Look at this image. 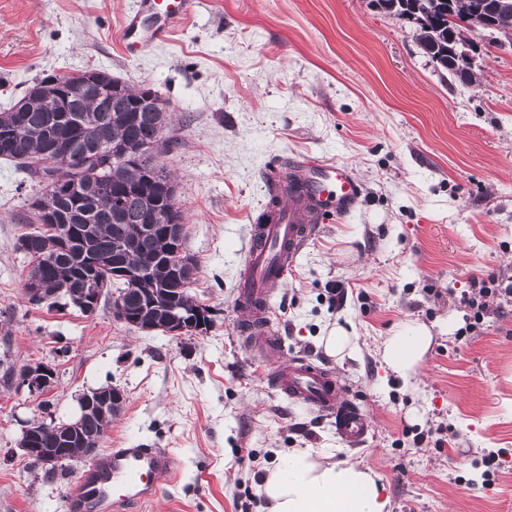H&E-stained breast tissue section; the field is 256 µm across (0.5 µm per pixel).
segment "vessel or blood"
<instances>
[{"label": "vessel or blood", "mask_w": 512, "mask_h": 512, "mask_svg": "<svg viewBox=\"0 0 512 512\" xmlns=\"http://www.w3.org/2000/svg\"><path fill=\"white\" fill-rule=\"evenodd\" d=\"M197 5L198 0H137V9L123 28L127 49L163 41ZM285 172L300 187L301 196L282 209L276 223L254 225L239 270L238 305L249 317V329L258 343L267 348L281 344L269 315L273 288L296 265L327 216L347 214L359 194L349 169L333 161L306 159L286 166ZM266 379L280 395L332 419L346 443L360 445L369 436L368 414L358 404L339 398L338 381L327 367L293 356L274 367ZM175 476L168 449L115 448L77 479L68 506L70 512H131L132 507L152 502Z\"/></svg>", "instance_id": "obj_1"}]
</instances>
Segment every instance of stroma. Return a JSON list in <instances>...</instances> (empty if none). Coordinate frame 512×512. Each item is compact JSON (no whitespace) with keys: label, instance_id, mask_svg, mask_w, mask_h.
Returning a JSON list of instances; mask_svg holds the SVG:
<instances>
[{"label":"stroma","instance_id":"1","mask_svg":"<svg viewBox=\"0 0 512 512\" xmlns=\"http://www.w3.org/2000/svg\"><path fill=\"white\" fill-rule=\"evenodd\" d=\"M135 2L0 0V112L48 75L103 70L157 90L176 138L160 161L199 266L190 292L212 324L175 338L116 320L106 299L90 315L30 304L17 240L41 188L0 159V356L55 370L36 391L0 374V512H68L86 462L30 466L22 432L73 418L82 393L107 385L126 401L103 449L175 457V481L135 512H265L247 455L271 465L294 448L370 467L390 512H512V298L485 297L472 326L460 303L471 279L512 285V50L472 32L477 80L464 84L370 0H201L131 54L120 35ZM303 158L347 166L360 193L275 288L285 349L264 355L238 331L240 261L266 174ZM414 322L433 341L406 387L378 349ZM335 323L357 338L342 360L319 343ZM287 356L334 371L371 418L365 445L271 388L264 373Z\"/></svg>","mask_w":512,"mask_h":512}]
</instances>
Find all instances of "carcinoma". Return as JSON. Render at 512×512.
Instances as JSON below:
<instances>
[{"label": "carcinoma", "mask_w": 512, "mask_h": 512, "mask_svg": "<svg viewBox=\"0 0 512 512\" xmlns=\"http://www.w3.org/2000/svg\"><path fill=\"white\" fill-rule=\"evenodd\" d=\"M419 4L422 21L414 24L416 38L427 56L433 58L448 48V28L462 20L473 0H406ZM106 85L99 91L63 102L59 97L56 77L46 76L27 90L24 102L25 123L15 128L12 111L0 113V158L15 162L32 179L43 186L38 200L54 210L62 219L77 223L68 213L66 199L59 195L57 183L70 180L88 186L109 182V190L91 193L88 209L91 223L83 225L82 239L70 249L56 248L57 239L52 225L35 213L38 230L21 235L17 249L29 259L30 269L24 288H41L46 300L71 297L76 292L77 273L85 265L96 266V274L108 286H117L113 299V314L117 319H130L151 304L150 313L164 316L173 307L186 309L196 306L190 286L198 273L197 264L188 272L177 275L174 252L183 243L173 241L163 232L162 219L177 208L176 197L169 195L162 180L170 174L158 162L157 153L140 150L148 141L159 138L161 146L171 141L173 132L167 102L151 87L130 86L112 75L103 74ZM152 96L159 106L148 111L141 100ZM93 114V124L82 127L84 115ZM118 149L125 153L124 164L117 170L104 167L105 154ZM279 189L271 193L268 216L276 214L281 195H290L293 187L281 178L268 179V187ZM131 190L121 213H116L113 192ZM155 224L153 233L134 235L138 225ZM135 237L131 254L118 251L116 242ZM141 272L146 286L157 288L155 299H147L141 289L119 271ZM112 419L91 410L85 415L83 433L101 437ZM34 444L38 448L59 447L54 423H39Z\"/></svg>", "instance_id": "carcinoma-1"}]
</instances>
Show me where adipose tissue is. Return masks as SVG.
<instances>
[{
    "mask_svg": "<svg viewBox=\"0 0 512 512\" xmlns=\"http://www.w3.org/2000/svg\"><path fill=\"white\" fill-rule=\"evenodd\" d=\"M421 323L402 327L380 345L384 365L403 380L415 377L431 346ZM267 512H389V499L376 474L343 459L303 448L282 455L261 483Z\"/></svg>",
    "mask_w": 512,
    "mask_h": 512,
    "instance_id": "1",
    "label": "adipose tissue"
}]
</instances>
